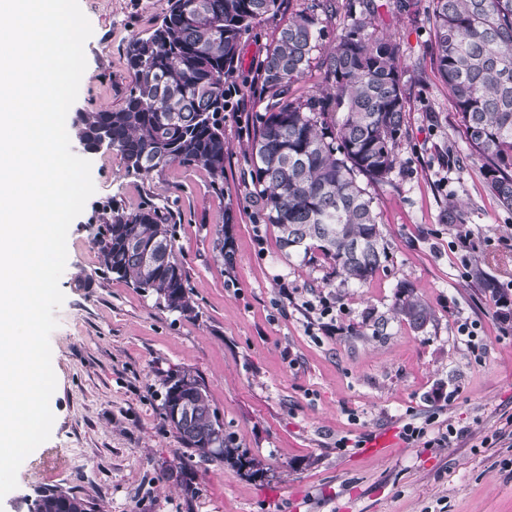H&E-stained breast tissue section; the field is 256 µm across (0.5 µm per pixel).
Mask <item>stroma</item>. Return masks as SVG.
<instances>
[{
	"label": "stroma",
	"mask_w": 512,
	"mask_h": 512,
	"mask_svg": "<svg viewBox=\"0 0 512 512\" xmlns=\"http://www.w3.org/2000/svg\"><path fill=\"white\" fill-rule=\"evenodd\" d=\"M324 16L326 36L291 94L325 90L322 60L346 22L344 2ZM377 33L400 49L406 133L391 183L371 187L388 258L364 286L338 292L322 257L286 258L252 196L251 116L262 107L255 78L288 18L308 0H283L239 48L224 114V193L204 169L179 164L143 177L115 151L90 160L94 194L72 222L60 287L65 301L50 336L57 386L50 439L22 463L0 512H27L38 488L60 485L95 512H512V319L484 294L457 250L472 231L471 263L512 281V211L488 188L481 162L432 58L430 0H379ZM93 28L72 112L120 110L131 82L126 47L159 22L167 0H79ZM462 203L466 225L441 219ZM160 207L176 226L175 256L195 310L161 309L153 295L106 270L96 238L111 211ZM223 229L234 261L216 258ZM434 312L424 329L390 321L367 333L368 310L389 313L400 280ZM335 331H326L320 308ZM469 320L482 340L457 334ZM186 370L205 384L235 447L259 474L183 448L162 409V382ZM426 431L405 441V425ZM454 428L449 445L432 440ZM391 430L400 447L367 444Z\"/></svg>",
	"instance_id": "1"
}]
</instances>
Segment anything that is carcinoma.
<instances>
[{
    "label": "carcinoma",
    "mask_w": 512,
    "mask_h": 512,
    "mask_svg": "<svg viewBox=\"0 0 512 512\" xmlns=\"http://www.w3.org/2000/svg\"><path fill=\"white\" fill-rule=\"evenodd\" d=\"M283 0H167L156 26L132 37L126 55L132 81L117 112H79L73 125L87 145L120 154L127 171L144 177L173 163L200 166L214 193L224 195L226 79L236 68L245 34ZM347 20L323 58L328 90L290 95L309 67L324 28L320 15L333 0H312L288 19L259 66L263 111L252 116L253 194L266 224L279 232L287 257L318 251L336 267V288L369 283L387 259L374 198L361 185L391 181L396 145L406 119L399 47L375 34L379 4L354 0ZM434 63L448 86L469 150L482 161L491 192L512 210V0H432ZM108 272L156 296V304L188 316L194 312L188 277L174 255L173 225L149 204L133 213L114 211L99 232ZM214 249L232 264L224 229ZM472 277L500 298L495 278L479 265ZM392 317L420 330L433 320L412 284L396 285ZM186 376H166L162 408L185 449L204 459L260 471L222 434L223 425L202 390L193 421L197 439L170 418L169 406ZM29 512H93L88 498L63 487L37 492Z\"/></svg>",
    "instance_id": "obj_1"
}]
</instances>
